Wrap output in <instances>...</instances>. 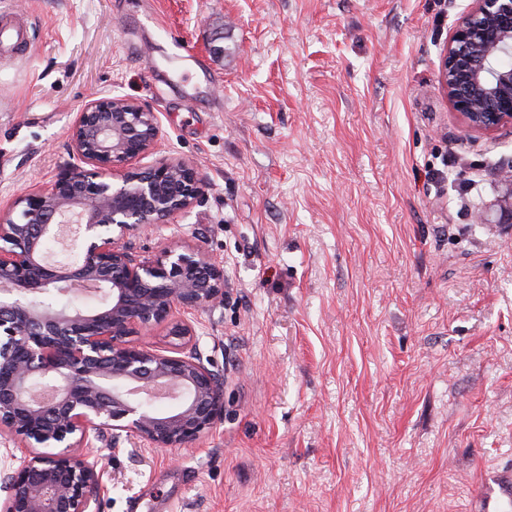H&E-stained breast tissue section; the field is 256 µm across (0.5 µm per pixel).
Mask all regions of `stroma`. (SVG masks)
<instances>
[{
  "mask_svg": "<svg viewBox=\"0 0 512 512\" xmlns=\"http://www.w3.org/2000/svg\"><path fill=\"white\" fill-rule=\"evenodd\" d=\"M472 0H0V205L74 165L86 103L155 112L148 167L201 195L127 231L198 248L223 305L134 344L196 352L224 416L191 444L93 441L94 512H483L512 471V224H479L512 125L471 130L441 83Z\"/></svg>",
  "mask_w": 512,
  "mask_h": 512,
  "instance_id": "obj_1",
  "label": "stroma"
}]
</instances>
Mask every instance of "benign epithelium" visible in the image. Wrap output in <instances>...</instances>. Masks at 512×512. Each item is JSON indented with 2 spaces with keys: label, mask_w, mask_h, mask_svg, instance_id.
<instances>
[{
  "label": "benign epithelium",
  "mask_w": 512,
  "mask_h": 512,
  "mask_svg": "<svg viewBox=\"0 0 512 512\" xmlns=\"http://www.w3.org/2000/svg\"><path fill=\"white\" fill-rule=\"evenodd\" d=\"M512 0H475L455 27L442 82L468 127L512 122ZM158 138L156 113L126 98L94 99L70 130L80 164L0 214V434L24 450L0 479V512H89L104 468L81 452L112 432L156 448H181L224 414V382L197 357L142 349L127 338L187 312L224 302V273L199 249L165 246L134 259L122 244L137 227L167 224L200 194L181 160L134 167ZM76 224L81 258L49 262L45 241ZM88 282L103 306L85 311L40 301L49 290Z\"/></svg>",
  "instance_id": "obj_1"
}]
</instances>
